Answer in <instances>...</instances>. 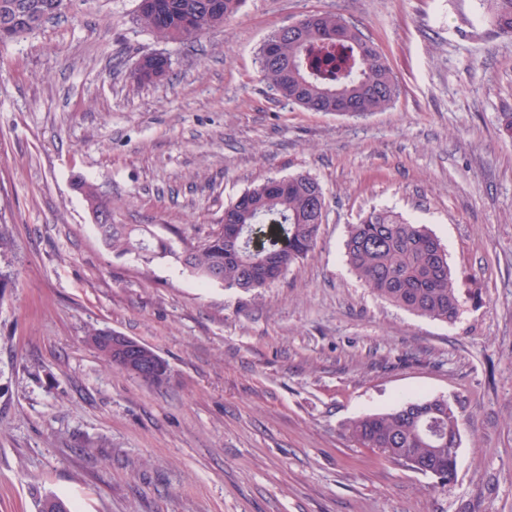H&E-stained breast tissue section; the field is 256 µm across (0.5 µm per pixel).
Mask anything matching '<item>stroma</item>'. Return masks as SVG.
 Returning a JSON list of instances; mask_svg holds the SVG:
<instances>
[{
  "instance_id": "stroma-1",
  "label": "stroma",
  "mask_w": 512,
  "mask_h": 512,
  "mask_svg": "<svg viewBox=\"0 0 512 512\" xmlns=\"http://www.w3.org/2000/svg\"><path fill=\"white\" fill-rule=\"evenodd\" d=\"M137 0H72L0 42V512H512V38L479 0H244L223 26L166 42ZM336 13L401 86L364 116L273 94V31ZM169 75L133 81L142 55ZM324 188L318 243L248 293L142 266L100 241L76 177L116 224L207 235L271 178ZM375 209L428 225L462 287L448 324L378 298L344 255ZM111 329L168 364L159 386L104 360ZM444 395L465 423L455 482L346 433L407 397ZM74 186L79 193L84 195L86 201L97 209V211L100 213H107L112 217V209L103 200V196L97 186L81 178L75 181Z\"/></svg>"
}]
</instances>
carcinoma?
Returning <instances> with one entry per match:
<instances>
[{"mask_svg": "<svg viewBox=\"0 0 512 512\" xmlns=\"http://www.w3.org/2000/svg\"><path fill=\"white\" fill-rule=\"evenodd\" d=\"M489 23L512 37V0H484ZM242 0H155L137 6V21L156 37L188 42L224 24ZM259 72L277 95L310 112H326L338 98H348L355 114L389 108L399 88L374 43L335 14H312L294 31L272 33L258 52ZM75 189L101 213L112 214L99 188L77 179ZM326 196L310 175L298 173L269 180L246 190L224 209L236 232L225 237L214 231L206 244L180 233L164 237L149 225L104 224L100 238L118 257L132 255L149 265L170 258L203 284L251 291L272 281L268 271L290 269L314 249L326 213ZM268 224L287 241L263 253L248 242L252 227ZM347 263L377 295L408 311L455 321L461 311V287L452 276L448 254L425 224L410 222L391 210H373L350 226L345 240ZM430 421L429 431L421 429ZM464 417L442 396L424 397L414 406L403 404L362 415L348 425L350 438L406 466L413 458L443 477L452 473L451 449L458 447Z\"/></svg>", "mask_w": 512, "mask_h": 512, "instance_id": "1", "label": "carcinoma"}]
</instances>
